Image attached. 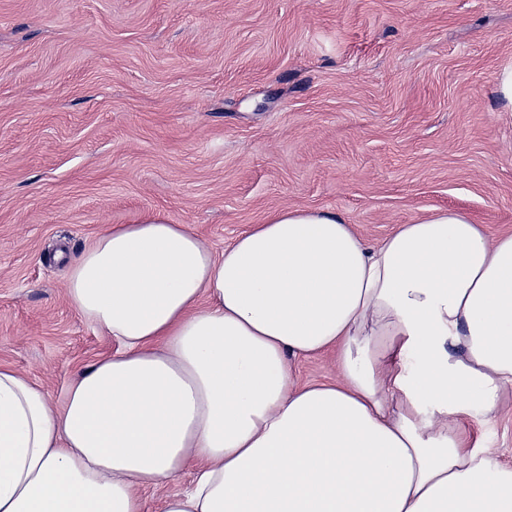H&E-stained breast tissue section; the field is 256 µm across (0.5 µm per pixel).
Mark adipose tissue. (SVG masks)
<instances>
[{"label":"adipose tissue","mask_w":512,"mask_h":512,"mask_svg":"<svg viewBox=\"0 0 512 512\" xmlns=\"http://www.w3.org/2000/svg\"><path fill=\"white\" fill-rule=\"evenodd\" d=\"M67 297L118 349L61 409L0 367V512H512L468 420L512 391V233L437 210L366 243L287 208L215 253L161 214L112 225ZM338 377L303 383L298 357ZM294 373L301 382H334L336 361L328 355H315L292 360ZM193 472L190 469L179 474L172 481L149 489L144 494V511L145 512H161L163 499L170 493L179 491L187 487L192 480Z\"/></svg>","instance_id":"adipose-tissue-1"}]
</instances>
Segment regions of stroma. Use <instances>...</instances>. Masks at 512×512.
<instances>
[{
	"label": "stroma",
	"instance_id": "obj_1",
	"mask_svg": "<svg viewBox=\"0 0 512 512\" xmlns=\"http://www.w3.org/2000/svg\"><path fill=\"white\" fill-rule=\"evenodd\" d=\"M511 62L512 0H0V366L56 403L117 350L66 282L142 216L217 253L292 207L512 233ZM471 427L512 468V411ZM494 84L504 106L512 110V63H507L495 71Z\"/></svg>",
	"mask_w": 512,
	"mask_h": 512
}]
</instances>
